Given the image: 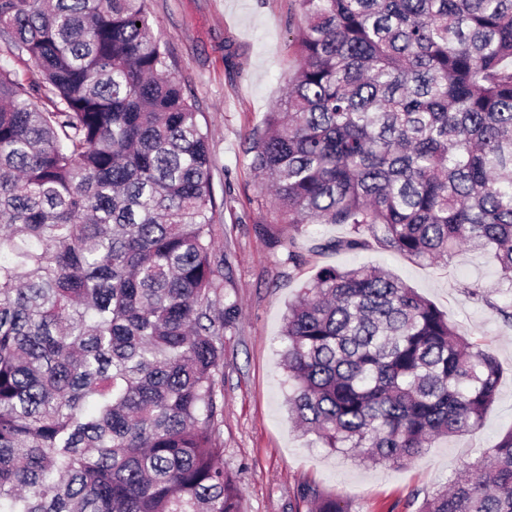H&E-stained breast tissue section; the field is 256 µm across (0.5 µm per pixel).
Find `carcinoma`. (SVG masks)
Here are the masks:
<instances>
[{
    "label": "carcinoma",
    "mask_w": 512,
    "mask_h": 512,
    "mask_svg": "<svg viewBox=\"0 0 512 512\" xmlns=\"http://www.w3.org/2000/svg\"><path fill=\"white\" fill-rule=\"evenodd\" d=\"M294 4L298 65L248 148L276 222L420 261L482 249L512 288V0ZM0 43L40 75L0 65V512H241L226 200L149 0H0ZM282 336L295 423L374 465L475 431L498 396L490 349L377 267L319 270ZM418 512H512V431Z\"/></svg>",
    "instance_id": "carcinoma-1"
}]
</instances>
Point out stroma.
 <instances>
[{"label": "stroma", "mask_w": 512, "mask_h": 512, "mask_svg": "<svg viewBox=\"0 0 512 512\" xmlns=\"http://www.w3.org/2000/svg\"><path fill=\"white\" fill-rule=\"evenodd\" d=\"M187 95L207 132L213 184L226 199L215 215L223 229L229 272L222 301L239 305L224 332L225 470L242 487L241 512H288L298 487L311 486L350 512H417L424 497L453 478L512 430V326L495 305L512 302L487 252L463 249L453 259L420 262L376 241L336 252L327 241L347 235L343 224L295 228L279 224L250 166V134L283 98L295 66L293 33L303 23L292 0H151ZM327 266H376L390 271L487 345L498 359V397L476 431L441 439L411 463L370 466L315 447L288 417L293 388L281 366L284 317L300 289ZM482 285L491 304L468 290Z\"/></svg>", "instance_id": "1"}]
</instances>
